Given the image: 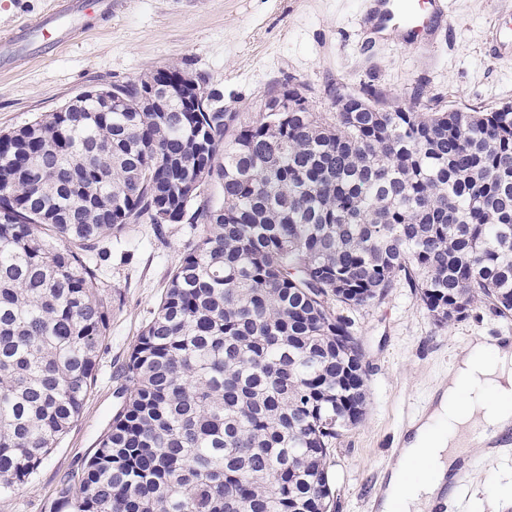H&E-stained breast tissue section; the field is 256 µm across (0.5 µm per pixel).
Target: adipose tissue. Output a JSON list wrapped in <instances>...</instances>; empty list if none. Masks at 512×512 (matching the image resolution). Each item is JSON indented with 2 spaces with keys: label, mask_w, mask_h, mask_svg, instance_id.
<instances>
[{
  "label": "adipose tissue",
  "mask_w": 512,
  "mask_h": 512,
  "mask_svg": "<svg viewBox=\"0 0 512 512\" xmlns=\"http://www.w3.org/2000/svg\"><path fill=\"white\" fill-rule=\"evenodd\" d=\"M512 427V348L476 342L448 375L431 414L417 426L390 475L381 512H424L446 480L472 423Z\"/></svg>",
  "instance_id": "adipose-tissue-1"
}]
</instances>
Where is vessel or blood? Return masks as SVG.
Segmentation results:
<instances>
[{
    "instance_id": "b4317fda",
    "label": "vessel or blood",
    "mask_w": 512,
    "mask_h": 512,
    "mask_svg": "<svg viewBox=\"0 0 512 512\" xmlns=\"http://www.w3.org/2000/svg\"><path fill=\"white\" fill-rule=\"evenodd\" d=\"M368 37L366 46L375 47L389 39L405 46H417L434 39L448 24L445 0H361ZM112 0H54L53 8L8 34V41L38 36L43 51H51L70 39L74 20L81 16H108ZM473 447L482 451L481 460L494 462L502 446L512 443V430L491 432L475 426L467 434Z\"/></svg>"
}]
</instances>
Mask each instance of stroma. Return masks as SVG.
<instances>
[{"label": "stroma", "instance_id": "obj_1", "mask_svg": "<svg viewBox=\"0 0 512 512\" xmlns=\"http://www.w3.org/2000/svg\"><path fill=\"white\" fill-rule=\"evenodd\" d=\"M358 11L359 0H112L111 16L85 18L69 44L48 54L25 46L0 68V134L83 92L163 66L205 76L223 89L225 111L246 122L257 118L251 103L285 82L317 112L330 109L329 91L338 85H369L394 103L408 102L418 88L452 109L512 103V60L488 52L494 24L512 27V0H452L449 26L433 42L370 52L361 48ZM199 234V225L181 223L161 235L149 224L113 235L101 271L112 288L111 331L92 393L36 474L0 498V512H49L60 480L80 475L122 402L118 374ZM348 315L363 346L370 404L334 444L330 481L336 512H378L375 491L399 460L402 429L422 419L471 344H496L512 320L481 305L439 327L403 284ZM451 512H512V455L469 474Z\"/></svg>", "mask_w": 512, "mask_h": 512}]
</instances>
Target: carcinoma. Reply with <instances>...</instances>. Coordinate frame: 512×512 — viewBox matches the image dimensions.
<instances>
[{
	"instance_id": "obj_1",
	"label": "carcinoma",
	"mask_w": 512,
	"mask_h": 512,
	"mask_svg": "<svg viewBox=\"0 0 512 512\" xmlns=\"http://www.w3.org/2000/svg\"><path fill=\"white\" fill-rule=\"evenodd\" d=\"M176 67L151 72L173 85ZM0 134V497L76 422L110 333L106 243L189 215L122 370L124 401L51 512H330L331 450L368 410L354 321L403 281L445 326L512 319V104L365 85L314 112H159L137 81ZM212 185L218 199L197 191Z\"/></svg>"
}]
</instances>
